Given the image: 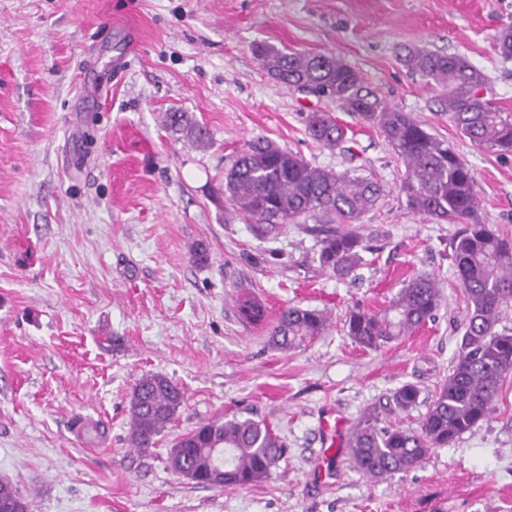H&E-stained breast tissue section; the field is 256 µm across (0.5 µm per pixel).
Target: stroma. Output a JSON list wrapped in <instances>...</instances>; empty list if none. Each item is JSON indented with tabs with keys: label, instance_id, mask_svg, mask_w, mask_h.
Returning <instances> with one entry per match:
<instances>
[{
	"label": "stroma",
	"instance_id": "35a3bbf8",
	"mask_svg": "<svg viewBox=\"0 0 512 512\" xmlns=\"http://www.w3.org/2000/svg\"><path fill=\"white\" fill-rule=\"evenodd\" d=\"M510 26L512 0H0V477L30 512H512V376L488 421L408 472L371 479L347 442L323 447L329 411L353 430L412 383L418 405L386 420L413 427L447 378L467 313L457 227L408 209L405 166L376 128L280 83L254 53L264 43L350 64L383 104L448 141L475 174L483 222L512 238V154L463 137L434 81L400 60L406 46L463 55L512 113V59L496 43ZM84 78L103 84L98 98L80 96ZM168 112L193 115L208 144L166 129ZM313 112L346 128L351 151L307 135ZM258 137L382 186L356 224V278L320 268V215L266 235L234 210L224 174ZM425 274L443 289L433 320L376 351L347 335L350 309L380 310ZM244 290L270 320L296 306L328 326L275 349L269 327L241 320ZM152 374L185 401L142 453L129 401ZM244 412L286 446L266 481L219 490L169 470L177 436Z\"/></svg>",
	"mask_w": 512,
	"mask_h": 512
}]
</instances>
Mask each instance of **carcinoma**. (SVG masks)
I'll use <instances>...</instances> for the list:
<instances>
[{
    "label": "carcinoma",
    "instance_id": "carcinoma-1",
    "mask_svg": "<svg viewBox=\"0 0 512 512\" xmlns=\"http://www.w3.org/2000/svg\"><path fill=\"white\" fill-rule=\"evenodd\" d=\"M263 67L286 86L303 87L330 97L341 109L357 114L377 128L405 164L401 190L407 207L438 223L459 225L450 242L452 261L464 289L468 314L458 356L415 429L383 425L376 412L363 416L354 429L353 462L376 479L415 468L432 448L451 445L463 433L488 420L504 379L512 375V328L502 325L512 312V239L481 223L477 214L476 179L472 169L447 142L429 133L405 112L390 109L363 85L357 70L332 53L284 52L258 45ZM405 66L431 78L444 89L441 103L449 121L479 147L499 155L512 154V117L480 96L485 74L465 57L412 48ZM164 121L203 144L207 130L185 112H167ZM309 137L336 148L347 130L326 113L314 112L306 126ZM224 190L234 209L271 232L318 212L330 224L320 240L319 266L340 279L356 275L363 265L360 236L349 224L373 209L382 196L374 179L350 170L337 172L309 164L300 155L264 139L247 143L225 173ZM442 300L438 280L416 276L403 285L388 307L349 311L347 335L361 347L379 350L412 335L434 318ZM243 317L259 323L265 309L257 301L241 302ZM326 316L312 309H284L270 332L271 345L294 348L320 335ZM420 389L411 383L392 395L394 408L408 411L419 404ZM185 399L183 390L162 375L143 378L130 399V441L141 451L170 424ZM222 448L221 456L215 449ZM285 445L265 421L233 416L203 423L180 435L168 455V467L204 487H246L268 478L284 457ZM11 501L15 512H28L14 485L0 479V503Z\"/></svg>",
    "mask_w": 512,
    "mask_h": 512
}]
</instances>
